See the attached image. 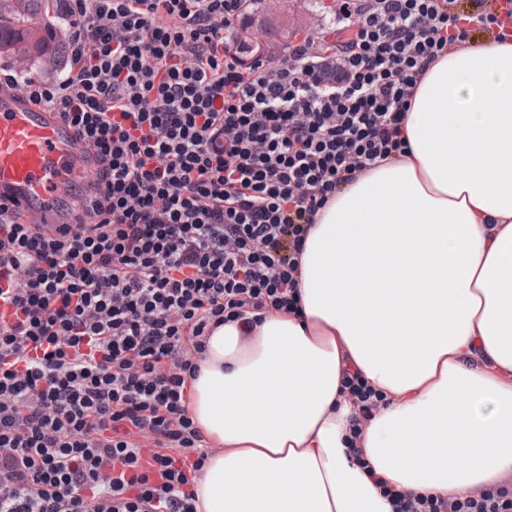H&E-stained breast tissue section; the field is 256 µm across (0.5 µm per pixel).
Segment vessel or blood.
<instances>
[{
  "mask_svg": "<svg viewBox=\"0 0 512 512\" xmlns=\"http://www.w3.org/2000/svg\"><path fill=\"white\" fill-rule=\"evenodd\" d=\"M99 163L56 113L0 88V201L52 231L75 221L73 190L93 180Z\"/></svg>",
  "mask_w": 512,
  "mask_h": 512,
  "instance_id": "b4317fda",
  "label": "vessel or blood"
}]
</instances>
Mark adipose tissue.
<instances>
[{
    "mask_svg": "<svg viewBox=\"0 0 512 512\" xmlns=\"http://www.w3.org/2000/svg\"><path fill=\"white\" fill-rule=\"evenodd\" d=\"M403 136L320 211L298 312L208 339L198 512H392L381 484L452 500L512 475V42L449 46ZM347 368L385 398L356 444Z\"/></svg>",
    "mask_w": 512,
    "mask_h": 512,
    "instance_id": "adipose-tissue-1",
    "label": "adipose tissue"
}]
</instances>
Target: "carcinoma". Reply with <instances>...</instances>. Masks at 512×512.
<instances>
[{
    "label": "carcinoma",
    "mask_w": 512,
    "mask_h": 512,
    "mask_svg": "<svg viewBox=\"0 0 512 512\" xmlns=\"http://www.w3.org/2000/svg\"><path fill=\"white\" fill-rule=\"evenodd\" d=\"M50 0H0V56L41 58L60 48L57 32L46 27Z\"/></svg>",
    "instance_id": "obj_1"
}]
</instances>
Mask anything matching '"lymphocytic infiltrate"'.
<instances>
[{
    "mask_svg": "<svg viewBox=\"0 0 512 512\" xmlns=\"http://www.w3.org/2000/svg\"><path fill=\"white\" fill-rule=\"evenodd\" d=\"M512 0H336L333 41L276 63L224 49L243 0H64L68 66L0 85L54 112L101 167L78 229L0 203V512H197L210 448L188 410L207 341L247 310L293 312L319 211L400 157L425 70L504 40ZM393 512H512V491Z\"/></svg>",
    "mask_w": 512,
    "mask_h": 512,
    "instance_id": "obj_1",
    "label": "lymphocytic infiltrate"
}]
</instances>
